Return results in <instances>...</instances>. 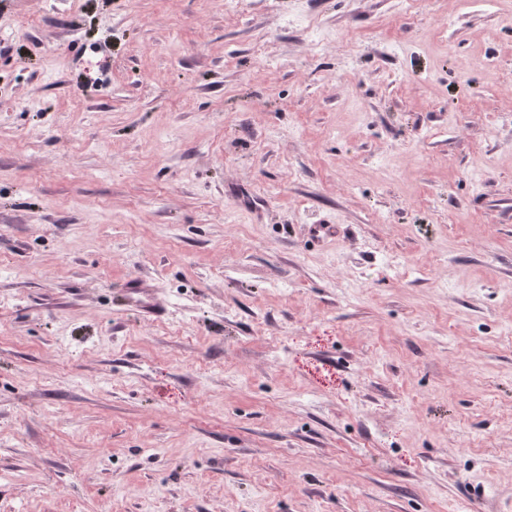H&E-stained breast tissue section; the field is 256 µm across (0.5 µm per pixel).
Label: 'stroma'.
<instances>
[{"instance_id":"35a3bbf8","label":"stroma","mask_w":512,"mask_h":512,"mask_svg":"<svg viewBox=\"0 0 512 512\" xmlns=\"http://www.w3.org/2000/svg\"><path fill=\"white\" fill-rule=\"evenodd\" d=\"M0 16V512H512V0Z\"/></svg>"}]
</instances>
